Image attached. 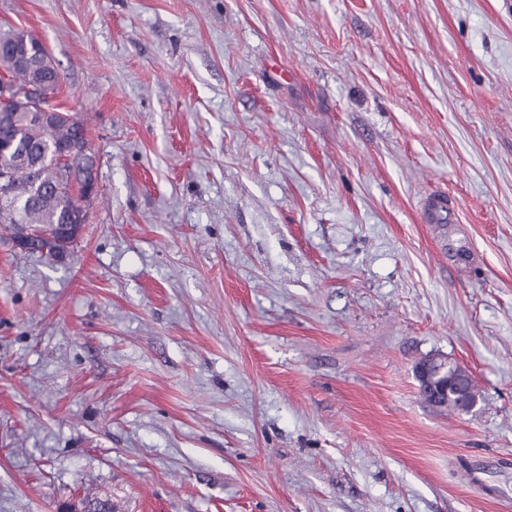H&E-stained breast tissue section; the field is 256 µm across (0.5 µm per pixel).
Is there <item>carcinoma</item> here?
<instances>
[{
    "instance_id": "carcinoma-1",
    "label": "carcinoma",
    "mask_w": 512,
    "mask_h": 512,
    "mask_svg": "<svg viewBox=\"0 0 512 512\" xmlns=\"http://www.w3.org/2000/svg\"><path fill=\"white\" fill-rule=\"evenodd\" d=\"M28 37L37 52L42 41L25 31L0 32V46L16 38ZM26 100L17 102L11 115L15 119L0 126V170L9 174L12 186L24 191L40 179V189L12 212H0V224H29L42 236L53 234L55 226L76 214L81 200L77 183L78 169L63 159L64 150L76 137L88 142L84 123L69 112H59L52 124H42L31 117Z\"/></svg>"
}]
</instances>
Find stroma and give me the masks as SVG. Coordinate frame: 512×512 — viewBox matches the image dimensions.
I'll return each instance as SVG.
<instances>
[{
    "mask_svg": "<svg viewBox=\"0 0 512 512\" xmlns=\"http://www.w3.org/2000/svg\"><path fill=\"white\" fill-rule=\"evenodd\" d=\"M8 28L100 165L64 260L0 224V512H512V0H0ZM436 354L471 413L419 396ZM414 373L419 390H432L435 395L452 398L460 414L470 413L476 407L478 400L461 387L462 378L471 377L462 366L434 355L419 360Z\"/></svg>",
    "mask_w": 512,
    "mask_h": 512,
    "instance_id": "35a3bbf8",
    "label": "stroma"
}]
</instances>
